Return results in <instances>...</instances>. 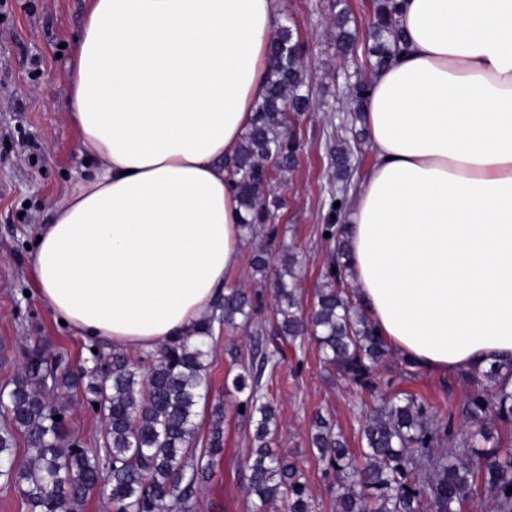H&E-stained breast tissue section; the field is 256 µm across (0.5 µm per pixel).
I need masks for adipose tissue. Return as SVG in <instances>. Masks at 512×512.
Instances as JSON below:
<instances>
[{
    "label": "adipose tissue",
    "instance_id": "adipose-tissue-1",
    "mask_svg": "<svg viewBox=\"0 0 512 512\" xmlns=\"http://www.w3.org/2000/svg\"><path fill=\"white\" fill-rule=\"evenodd\" d=\"M278 0H92L70 119L91 177L40 225L38 297L82 336L193 335L243 246L224 166L266 93ZM376 72V161L350 194L351 279L417 367L512 358V0H403Z\"/></svg>",
    "mask_w": 512,
    "mask_h": 512
}]
</instances>
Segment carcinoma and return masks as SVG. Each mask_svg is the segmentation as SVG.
I'll return each instance as SVG.
<instances>
[{
    "instance_id": "cac0c4a2",
    "label": "carcinoma",
    "mask_w": 512,
    "mask_h": 512,
    "mask_svg": "<svg viewBox=\"0 0 512 512\" xmlns=\"http://www.w3.org/2000/svg\"><path fill=\"white\" fill-rule=\"evenodd\" d=\"M401 0H376L374 45L367 48L373 68H385L402 50L397 17ZM336 37L346 51L355 38L344 11L336 14ZM304 84L298 44L288 26L274 32L269 51L267 92L255 108L256 117L228 167L229 181L243 210L242 228L253 236L278 237L279 196L268 200L277 178L265 177L260 166L281 174L297 147L295 120L309 106L300 93ZM370 85L349 87L348 99L360 108ZM339 207H334L335 202ZM347 191L330 196L325 232L337 241L336 252L316 291V304L303 310L294 277L296 257L281 245L276 273V303L269 325L254 330L251 361L231 385L242 398L236 413L255 424L252 448L245 460L250 470L248 495L265 510L276 501L285 512H312L309 488L288 454L272 448L275 410L262 383L286 348L314 339L323 363L378 402L365 415L362 448L353 452L343 434L322 415L313 421L312 446L328 474L336 476V512H461L464 505L484 512H512V450L483 459L480 443L489 440L492 425H512V360L492 364L474 376L476 385L462 409L438 419L411 394L379 395L377 367L391 347L345 284L346 250L337 225L347 207ZM254 300L232 289L188 337L162 345L137 359L115 352L104 360L93 354L91 365L72 372L34 349L21 373L0 388V479L20 492L28 512H79L92 496L106 498L112 512H194L197 482L224 451V405L212 406L205 448H197L200 424L197 407L208 397V357L216 332L241 322L251 323ZM485 382H480V379ZM83 389L89 404H99L104 423V452L67 439L63 401L48 391ZM60 420H54V416ZM22 435L29 456L15 453Z\"/></svg>"
}]
</instances>
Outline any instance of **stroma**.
<instances>
[{
  "mask_svg": "<svg viewBox=\"0 0 512 512\" xmlns=\"http://www.w3.org/2000/svg\"><path fill=\"white\" fill-rule=\"evenodd\" d=\"M91 0H0V386L22 369L35 348L76 368L90 359V341L58 322L32 293L31 245L53 205L86 176L80 134L68 116L75 40ZM345 11L356 35L352 51L336 41L335 15ZM373 0H281L276 25L289 26L301 47L305 70L303 93L309 109L296 125L299 145L293 165L281 177L286 200L275 222L277 242L265 235L245 241L240 262L228 286L260 294L253 316L266 323L275 304L270 283L252 265L264 251L270 271L280 265L281 243L291 244L297 256L296 286L304 306L315 294L334 245L324 237L330 193L336 187L354 188L375 162L361 123L352 121L346 98L349 82L371 80L374 70L364 54L369 38ZM352 152L345 178H337L330 153L337 142ZM253 337L244 329L225 331L211 354V400L224 395V377L240 372L250 359ZM377 373L390 392H407L440 417L460 411L471 392V374L419 370L401 379L380 364ZM263 383L277 408V445L292 451L309 487L313 512H335L334 476L310 448L311 425L323 415L341 431L349 448L361 446L367 393L324 367L314 341L304 340L287 350L278 369ZM69 436L83 447H94L103 421L92 412L83 392H70ZM254 427L227 411L224 453L201 484L195 512H254L246 488L249 472L244 461L252 446Z\"/></svg>",
  "mask_w": 512,
  "mask_h": 512,
  "instance_id": "1",
  "label": "stroma"
}]
</instances>
